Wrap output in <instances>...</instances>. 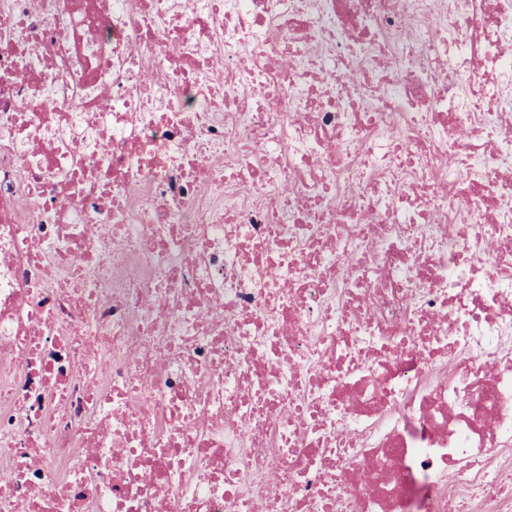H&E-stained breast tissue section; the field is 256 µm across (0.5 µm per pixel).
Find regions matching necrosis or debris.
I'll list each match as a JSON object with an SVG mask.
<instances>
[{
	"label": "necrosis or debris",
	"instance_id": "obj_1",
	"mask_svg": "<svg viewBox=\"0 0 512 512\" xmlns=\"http://www.w3.org/2000/svg\"><path fill=\"white\" fill-rule=\"evenodd\" d=\"M0 512H512V0H0Z\"/></svg>",
	"mask_w": 512,
	"mask_h": 512
}]
</instances>
